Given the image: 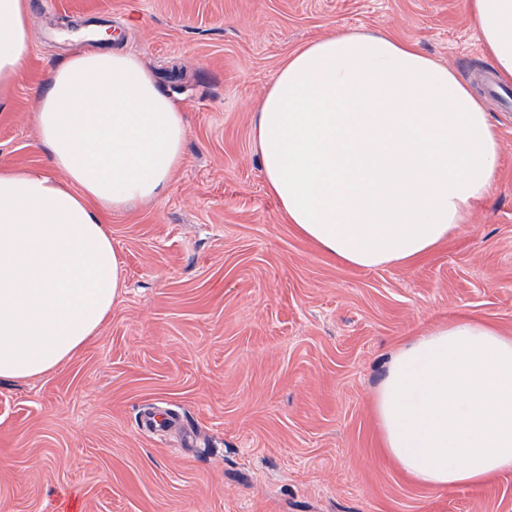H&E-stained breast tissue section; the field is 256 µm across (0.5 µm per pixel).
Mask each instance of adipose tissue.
<instances>
[{
  "label": "adipose tissue",
  "instance_id": "ef3b65f1",
  "mask_svg": "<svg viewBox=\"0 0 512 512\" xmlns=\"http://www.w3.org/2000/svg\"><path fill=\"white\" fill-rule=\"evenodd\" d=\"M512 81V0H469ZM30 52L27 0H0V102ZM38 144L66 181L0 165V382L76 355L125 280L101 216L162 195L188 126L137 52L79 51L54 68ZM253 135L287 223L352 268L409 264L489 195L501 143L470 85L384 31L342 29L289 56ZM384 450L413 481L476 487L512 467V336L456 318L401 345L374 399Z\"/></svg>",
  "mask_w": 512,
  "mask_h": 512
}]
</instances>
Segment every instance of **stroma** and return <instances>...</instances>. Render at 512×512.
Listing matches in <instances>:
<instances>
[{"label":"stroma","mask_w":512,"mask_h":512,"mask_svg":"<svg viewBox=\"0 0 512 512\" xmlns=\"http://www.w3.org/2000/svg\"><path fill=\"white\" fill-rule=\"evenodd\" d=\"M108 26L188 121L158 199L111 213L126 288L84 349L0 383V512H512V468L478 488L407 478L373 408L389 356L448 316L512 336V110L468 0H46L28 65L0 106V163L58 180L36 143L52 67ZM340 28L416 44L482 97L502 145L493 189L411 265L330 261L267 194L253 117L282 64ZM195 434L158 438L143 409Z\"/></svg>","instance_id":"1"}]
</instances>
